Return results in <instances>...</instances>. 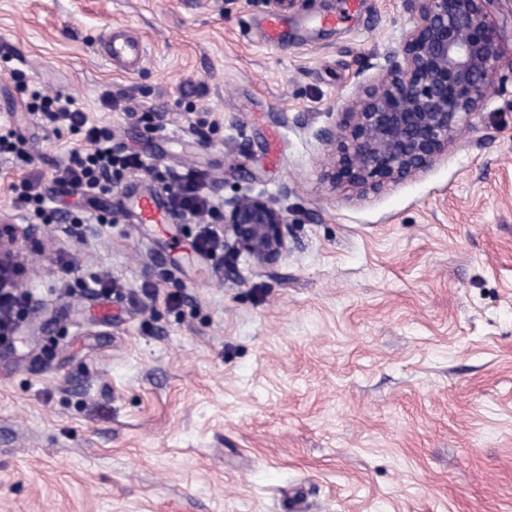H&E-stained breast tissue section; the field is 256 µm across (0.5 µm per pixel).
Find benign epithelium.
<instances>
[{"label":"benign epithelium","mask_w":512,"mask_h":512,"mask_svg":"<svg viewBox=\"0 0 512 512\" xmlns=\"http://www.w3.org/2000/svg\"><path fill=\"white\" fill-rule=\"evenodd\" d=\"M495 0H409L416 20L400 52L341 107L319 136L339 143L329 173L360 192L430 169L467 118L483 108L508 35ZM288 219L261 197L224 199V245L261 264L286 245ZM19 232L0 225V280L20 266Z\"/></svg>","instance_id":"benign-epithelium-1"}]
</instances>
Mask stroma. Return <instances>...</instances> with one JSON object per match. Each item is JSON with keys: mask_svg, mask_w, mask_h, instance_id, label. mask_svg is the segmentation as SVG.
<instances>
[{"mask_svg": "<svg viewBox=\"0 0 512 512\" xmlns=\"http://www.w3.org/2000/svg\"><path fill=\"white\" fill-rule=\"evenodd\" d=\"M0 0V224L37 223L12 187L38 177L80 224L45 223L0 339V512H512V57L424 173L359 194L328 179L318 132L413 23L407 0ZM140 68L111 66L113 29ZM64 95L144 170L111 195L58 185L80 145L17 88ZM201 174L224 201L288 217L260 266L137 223L131 197ZM102 214L106 223L87 222ZM117 280L104 296L92 278ZM179 296L169 307L167 295ZM145 55L144 42L122 32H113L104 44V56L107 60L110 63H121L129 71L137 69Z\"/></svg>", "mask_w": 512, "mask_h": 512, "instance_id": "35a3bbf8", "label": "stroma"}]
</instances>
